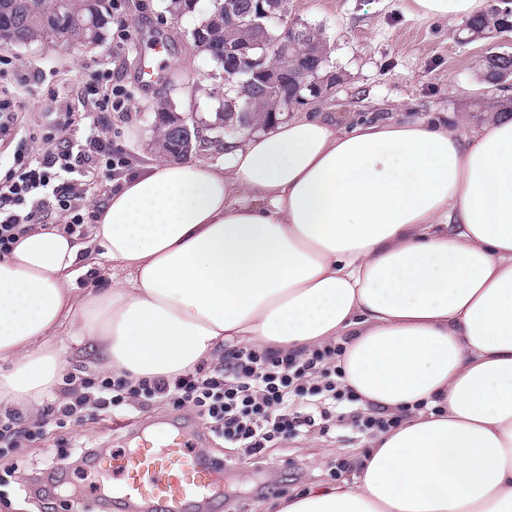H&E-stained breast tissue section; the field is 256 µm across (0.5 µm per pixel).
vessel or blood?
<instances>
[{"mask_svg":"<svg viewBox=\"0 0 512 512\" xmlns=\"http://www.w3.org/2000/svg\"><path fill=\"white\" fill-rule=\"evenodd\" d=\"M104 468L112 474L113 498L132 512L145 506L154 512H196L223 492V465L190 450L178 430L163 443L146 441L108 456Z\"/></svg>","mask_w":512,"mask_h":512,"instance_id":"1","label":"vessel or blood"}]
</instances>
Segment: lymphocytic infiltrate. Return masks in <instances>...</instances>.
I'll return each instance as SVG.
<instances>
[{"label": "lymphocytic infiltrate", "mask_w": 512, "mask_h": 512, "mask_svg": "<svg viewBox=\"0 0 512 512\" xmlns=\"http://www.w3.org/2000/svg\"><path fill=\"white\" fill-rule=\"evenodd\" d=\"M81 96L90 124L86 135L69 137V112L59 113L55 129L20 145L11 167L0 175V257L8 255L29 225L64 221L67 235L85 237L95 218L83 204L82 187L97 177H111L124 166L97 133L107 113L128 109L130 93L119 83L102 88L86 85ZM345 347L330 343L309 353L282 355L255 347H225L222 363L173 378L132 383L124 378H80L70 388V403L47 407L40 429L63 427L66 419L82 421L86 407L121 412L131 404L145 408L156 399L191 407L208 425L209 433L244 454L303 436L317 419L338 413L357 433L375 435L394 429L398 421L387 413L354 408L350 388L338 387L339 360Z\"/></svg>", "instance_id": "f902f5d3"}]
</instances>
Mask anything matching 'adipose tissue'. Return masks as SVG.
<instances>
[{
  "mask_svg": "<svg viewBox=\"0 0 512 512\" xmlns=\"http://www.w3.org/2000/svg\"><path fill=\"white\" fill-rule=\"evenodd\" d=\"M66 340L133 381L346 341L342 383L399 424L276 512H512V117L301 112L139 167L88 239L35 224L0 258V412L37 416Z\"/></svg>",
  "mask_w": 512,
  "mask_h": 512,
  "instance_id": "obj_1",
  "label": "adipose tissue"
}]
</instances>
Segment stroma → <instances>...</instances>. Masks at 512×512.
I'll list each match as a JSON object with an SVG mask.
<instances>
[{"label": "stroma", "mask_w": 512, "mask_h": 512, "mask_svg": "<svg viewBox=\"0 0 512 512\" xmlns=\"http://www.w3.org/2000/svg\"><path fill=\"white\" fill-rule=\"evenodd\" d=\"M210 6L199 0L195 12L172 18L163 0H121L118 18L131 32L128 51L115 53V25L104 31L102 45L57 47L47 42L27 46L0 45V54L32 72V93L20 96L12 81L0 79V100L18 97L21 105L17 134L0 139V158H10L19 134L52 124L50 96L65 91L70 104L90 81L97 66L112 64L113 77L131 92V119L111 117L101 136L121 150L129 167L157 159L155 110L168 104L176 112L195 114L206 137H213L224 100V80L216 63L193 44L192 31ZM299 21L318 30L327 44V73L338 82L332 93L307 104L310 112H331L352 119L386 120L411 113L435 120L448 113L479 119L499 97L485 81L478 62L492 47L512 51V34L494 40L463 39L459 22L418 14L412 0H283L282 15L270 27ZM119 23V24H120ZM162 74L153 85H142L143 64ZM166 420L190 422L197 450L225 461L224 493L204 512H272L276 497L306 491L310 486L333 487L351 479V471L334 469L337 459L356 460L368 449L366 437L349 425L330 433L313 428L306 438L265 449L257 457L224 447L209 436L191 409L164 403L150 409L113 414L90 411L84 421L56 428L0 454V512H127L121 502L104 505L80 451L98 456L130 450L133 437L149 429L162 440ZM68 466L57 469L60 459Z\"/></svg>", "instance_id": "stroma-1"}]
</instances>
